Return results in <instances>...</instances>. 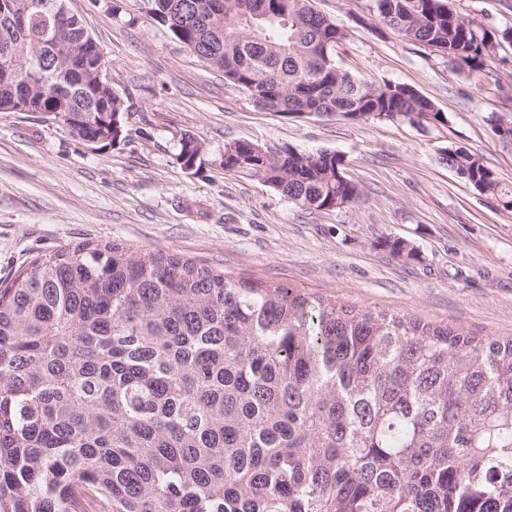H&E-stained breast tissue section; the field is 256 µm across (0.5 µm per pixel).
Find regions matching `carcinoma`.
Instances as JSON below:
<instances>
[{
  "label": "carcinoma",
  "mask_w": 512,
  "mask_h": 512,
  "mask_svg": "<svg viewBox=\"0 0 512 512\" xmlns=\"http://www.w3.org/2000/svg\"><path fill=\"white\" fill-rule=\"evenodd\" d=\"M404 40L469 71L512 42L453 0H365ZM192 53L270 112L443 121L405 84L336 65L343 34L312 0H148ZM81 16L0 11V111L59 94L62 124L96 149L127 111L94 64ZM197 139L179 161L199 168ZM220 165L292 203L341 209L359 198L328 150L277 160L228 143ZM448 168L512 206V183L448 148ZM12 512H512V336L295 288L234 278L162 251L86 240L34 260L0 287V496Z\"/></svg>",
  "instance_id": "carcinoma-1"
}]
</instances>
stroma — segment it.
Listing matches in <instances>:
<instances>
[{"label": "stroma", "mask_w": 512, "mask_h": 512, "mask_svg": "<svg viewBox=\"0 0 512 512\" xmlns=\"http://www.w3.org/2000/svg\"><path fill=\"white\" fill-rule=\"evenodd\" d=\"M86 17L127 110L119 143L92 150L41 112H0V282L64 245L93 239L173 253L236 278L286 284L512 336V210L439 160L477 153L512 183V44L468 72L364 17L360 0H313L339 26L336 61L351 76L413 87L445 117L413 124L270 112L149 14L147 0H69ZM467 19L512 27V0H454ZM205 146L182 169L184 135ZM341 155L361 197L308 211L220 165L227 143ZM408 244L406 254L389 245Z\"/></svg>", "instance_id": "35a3bbf8"}]
</instances>
